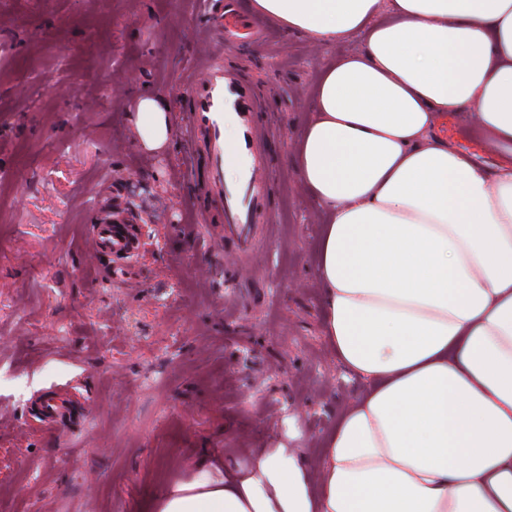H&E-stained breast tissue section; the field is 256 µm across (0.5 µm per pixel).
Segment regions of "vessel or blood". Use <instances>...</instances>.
Masks as SVG:
<instances>
[{"instance_id":"1","label":"vessel or blood","mask_w":512,"mask_h":512,"mask_svg":"<svg viewBox=\"0 0 512 512\" xmlns=\"http://www.w3.org/2000/svg\"><path fill=\"white\" fill-rule=\"evenodd\" d=\"M206 3L215 9L219 35L199 44L195 68L186 81L183 128L192 158H203L207 168L204 203L196 211V221L217 230L233 264L249 266L261 262L274 222L268 204L270 131L256 119L260 97L255 82L242 68L225 64L224 52L243 40L262 41L265 32L237 21L218 0ZM228 112L238 127L232 146L224 141ZM91 247L123 256L136 249L137 239L131 225L107 221L99 225Z\"/></svg>"}]
</instances>
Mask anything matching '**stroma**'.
Instances as JSON below:
<instances>
[{
	"mask_svg": "<svg viewBox=\"0 0 512 512\" xmlns=\"http://www.w3.org/2000/svg\"><path fill=\"white\" fill-rule=\"evenodd\" d=\"M210 30L198 0H0V512H147L228 448L245 464L262 448L316 460L361 389L323 332L321 221L292 155L319 71L361 41L272 25L268 43L225 53L273 133L277 222L244 270L194 221L205 164L178 132ZM139 91L169 107L164 149L136 135ZM473 118L440 115L435 133L487 170L512 161ZM108 211L136 226L129 257L90 247Z\"/></svg>",
	"mask_w": 512,
	"mask_h": 512,
	"instance_id": "1",
	"label": "stroma"
}]
</instances>
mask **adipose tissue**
I'll use <instances>...</instances> for the list:
<instances>
[{"mask_svg":"<svg viewBox=\"0 0 512 512\" xmlns=\"http://www.w3.org/2000/svg\"><path fill=\"white\" fill-rule=\"evenodd\" d=\"M315 43L353 35L293 160L325 218L324 333L362 380L322 455L201 454L152 512H512V164L436 137L470 110L512 152V0H247ZM143 143L170 140L138 100ZM318 483L310 485L309 469Z\"/></svg>","mask_w":512,"mask_h":512,"instance_id":"adipose-tissue-1","label":"adipose tissue"}]
</instances>
